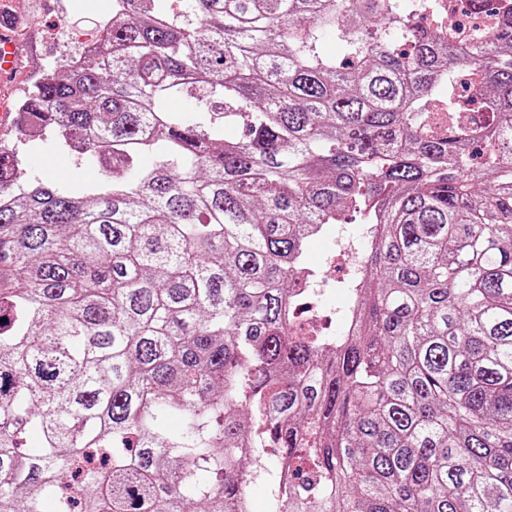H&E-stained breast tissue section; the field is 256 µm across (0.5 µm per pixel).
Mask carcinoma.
Instances as JSON below:
<instances>
[{
  "instance_id": "1",
  "label": "carcinoma",
  "mask_w": 512,
  "mask_h": 512,
  "mask_svg": "<svg viewBox=\"0 0 512 512\" xmlns=\"http://www.w3.org/2000/svg\"><path fill=\"white\" fill-rule=\"evenodd\" d=\"M480 2L454 49L441 0H112L28 89L30 149L100 177L0 146V512H246L255 477L267 512H512V0ZM350 215L329 348L288 301ZM29 171L37 178L45 180L61 181L69 178L75 171V160L73 155L67 150L59 147L50 136L43 140L40 150L30 159ZM59 168L65 169L67 175L65 178H57L56 173ZM355 225L357 224H338L327 238H320L312 242L306 253L305 262L312 266L321 264L324 260V253L332 246L333 241L349 237Z\"/></svg>"
}]
</instances>
